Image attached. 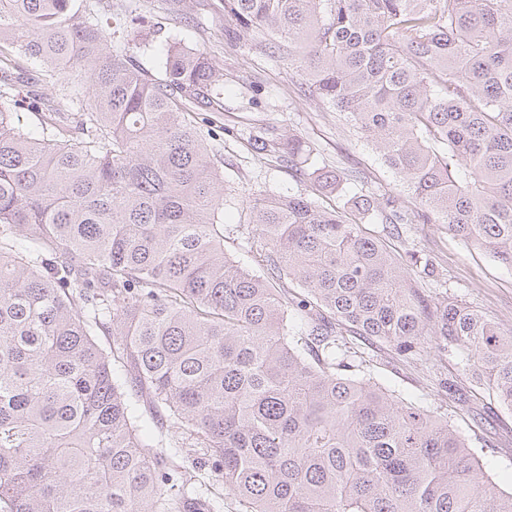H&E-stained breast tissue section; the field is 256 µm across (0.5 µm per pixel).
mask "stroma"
Wrapping results in <instances>:
<instances>
[{"label":"stroma","instance_id":"1","mask_svg":"<svg viewBox=\"0 0 512 512\" xmlns=\"http://www.w3.org/2000/svg\"><path fill=\"white\" fill-rule=\"evenodd\" d=\"M77 5L98 13L105 44L121 46L141 66L156 71L161 50L182 42L206 53L224 71V98L216 112H200L201 131L219 129L214 144L227 188L234 190L233 203L224 209V244L245 268L253 263L247 240L255 227L240 221L248 196L259 191L316 195L311 179L314 170L360 171L364 181L353 191L387 194L398 213L409 215L413 201L395 186L392 173L371 148L341 120L313 97L299 89L305 75L287 60L270 56L268 40L245 39L231 45L224 39L222 0H76ZM61 75L48 78L26 72L13 94L17 110L31 128L69 107L61 87ZM263 127L279 134H299L311 153L304 166L287 167L273 155L255 153L248 141L251 130ZM371 235L382 237L398 254L417 251L435 267L434 273L416 271L415 277L428 294L449 297L485 313L503 328L512 329V268L491 255L448 234L443 225L368 224ZM360 349L375 381L411 402L436 409L464 436L480 456L486 472L498 488L512 489V410L501 405L464 368V350L438 352L425 349L420 355L402 358L390 347L351 337ZM454 381L458 394H449L446 381ZM170 459L178 469L197 475L208 494L221 504V512H245L229 495L211 467L202 465L199 449L173 448Z\"/></svg>","mask_w":512,"mask_h":512}]
</instances>
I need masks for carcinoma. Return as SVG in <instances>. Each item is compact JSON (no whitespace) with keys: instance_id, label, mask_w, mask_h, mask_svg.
I'll return each instance as SVG.
<instances>
[{"instance_id":"carcinoma-1","label":"carcinoma","mask_w":512,"mask_h":512,"mask_svg":"<svg viewBox=\"0 0 512 512\" xmlns=\"http://www.w3.org/2000/svg\"><path fill=\"white\" fill-rule=\"evenodd\" d=\"M256 35L285 42L418 220L512 267V0H224V38ZM2 41L66 75L73 108L35 134L0 93V512H215L151 450L137 402L247 512H512L448 419L345 349L348 333L406 358L463 348L512 409V329L425 294L412 272L430 262L360 223L403 220L391 197L353 194L355 221L252 195L262 278L224 248V177L188 118L221 108L210 58L175 42L155 76L74 0H0ZM251 146L305 152L267 129Z\"/></svg>"}]
</instances>
